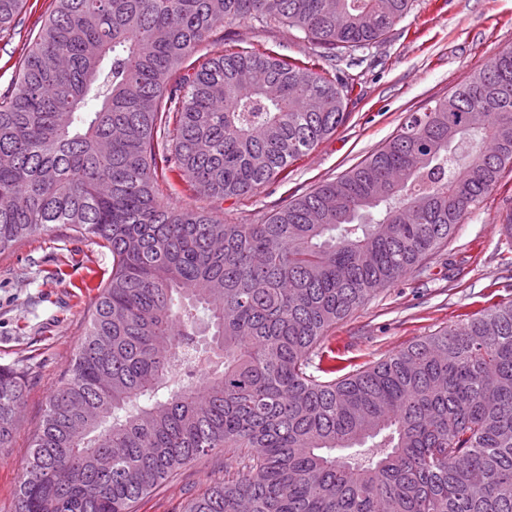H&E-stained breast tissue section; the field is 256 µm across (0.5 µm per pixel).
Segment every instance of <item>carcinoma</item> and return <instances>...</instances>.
<instances>
[{"instance_id":"1","label":"carcinoma","mask_w":512,"mask_h":512,"mask_svg":"<svg viewBox=\"0 0 512 512\" xmlns=\"http://www.w3.org/2000/svg\"><path fill=\"white\" fill-rule=\"evenodd\" d=\"M53 2L0 93V254L64 224L112 270L14 512H135L208 455L236 469L181 512H512V300L353 373L313 366L512 168V48L336 179L226 224L163 203L157 172L214 203L252 195L346 123L348 86L265 51L187 60L226 23L341 60L412 0ZM24 4L0 0V34ZM24 397L0 367V448Z\"/></svg>"}]
</instances>
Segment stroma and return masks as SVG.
I'll return each mask as SVG.
<instances>
[{
	"mask_svg": "<svg viewBox=\"0 0 512 512\" xmlns=\"http://www.w3.org/2000/svg\"><path fill=\"white\" fill-rule=\"evenodd\" d=\"M53 7L27 0L19 23L0 38V92L15 64ZM193 57L226 49L272 51L324 69L317 51L277 25L225 24ZM512 46V0H413L385 39L361 50L362 62L345 66L353 86L349 117L336 134L294 162L285 176L255 194L213 204L197 197L173 173L157 177L164 203L202 208L232 224H255L270 210L322 182L335 179L380 148L405 118L447 96L503 48ZM512 214V169H505L484 203L467 213L447 245L327 334L325 350L349 373L489 305L512 299V238L501 226ZM112 269L111 253L63 225L0 254V365L23 372L25 402L10 447L0 449V512H14L21 468L48 398L64 382L88 325L90 306ZM234 459L216 465L202 457L184 467L138 505V512H180L192 491L223 479Z\"/></svg>",
	"mask_w": 512,
	"mask_h": 512,
	"instance_id": "obj_1",
	"label": "stroma"
}]
</instances>
